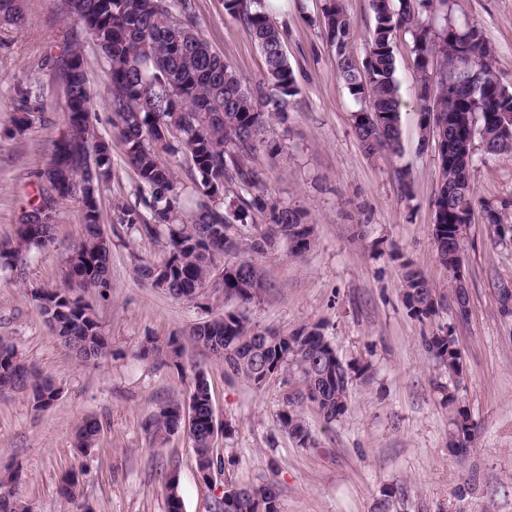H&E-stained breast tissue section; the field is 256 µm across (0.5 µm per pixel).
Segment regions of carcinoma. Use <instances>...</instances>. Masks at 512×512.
<instances>
[{
  "mask_svg": "<svg viewBox=\"0 0 512 512\" xmlns=\"http://www.w3.org/2000/svg\"><path fill=\"white\" fill-rule=\"evenodd\" d=\"M228 14L249 28L265 60L262 78L246 84L232 66L215 54L197 29L191 16V0H183L176 13L174 0H67L64 14L84 30L101 50L107 66V104L117 117L116 127L125 146L126 157L136 170L142 192L134 203L118 201L113 206V223L148 239H164L166 260L160 265L138 263L135 270L148 284L158 271L168 274L169 295L193 301L208 290L224 292V301L253 304L262 299L266 283L255 269L240 270L232 278L219 276L215 257L247 245L241 238H226L224 229L259 213L263 229L247 246L257 250L276 240L288 244L289 253L299 255L310 241H294L288 228L303 223L297 209L279 207L262 197L243 199L233 210H224V200L216 199L224 181L235 180L251 187L259 173L250 165L252 157L275 145L265 138L267 127L276 119L284 123L292 99L299 94L294 72L282 52L283 34L270 19L262 0H224ZM373 18L362 65L354 62L349 45L357 26L345 0H324V35L336 54V69L350 95L368 112L367 121L352 115L353 130L364 154L377 158L386 151L401 154L399 82L393 38L399 31L411 36L414 64L420 74L416 97L424 122L442 128L443 142L472 150L476 143L486 147L484 154L512 155L511 122L497 113L512 114V90L498 80L494 55L480 27L461 29L448 21V0H369ZM0 20L14 26L24 22L22 0H0ZM61 75L66 99V121L77 125V142L66 153L54 144L47 167L71 169L56 193L38 186L30 203L26 225L29 235L18 247L1 245L0 270L21 277L33 256L54 241L60 204L68 199L82 201L83 239L66 261V285L44 288L42 296L31 297L43 322L73 357L82 362L96 361L111 353L94 307L82 293L93 291L105 297L109 288L107 261L111 240L105 236L100 214L84 202L85 189L72 157H81L112 176V142L96 134L91 119L88 66L79 43L52 58ZM19 102L13 114L15 130L23 134L32 128L29 112H44L30 88L15 89ZM177 138L180 149L189 155L192 167V195L195 207L190 220L182 215L184 189L173 172L158 161V150L171 146ZM441 176L434 206L440 223L446 225L436 246L440 264L448 266V254L457 248L456 223L452 215L462 202L463 213L471 221L474 199L471 169L459 167L438 156ZM485 223L494 241L504 239L512 229L501 222L499 213L484 207ZM402 293L407 307L419 319L436 315L439 306L457 293L450 282L448 293L439 291L425 275L405 263L402 267ZM426 351L448 374L458 375L461 359L454 336L438 331L423 337ZM205 350L224 364V370L260 388L268 371L279 375L296 374L302 388L287 392L276 423L297 445L314 443L301 412L304 402L315 404L325 424L340 419L347 409L353 375L366 368L353 367L336 358V351L317 325L304 326L291 333L255 331L241 313L228 311L190 327L183 336L163 341L149 339L140 348L144 360L161 361L176 369L182 367L187 345ZM27 392L36 412L51 408L59 388L33 363L22 359L15 346L0 337V390ZM213 406L210 383L204 371L195 372L189 403L168 401L157 408L144 430L155 440H165L189 417V435L196 456L207 463L212 476L224 472L223 460L211 439ZM101 428L86 419L75 431L77 448H96ZM19 472H0V512H25L13 492ZM231 501H220L215 512H279L276 492L269 483H244L239 492L231 491Z\"/></svg>",
  "mask_w": 512,
  "mask_h": 512,
  "instance_id": "1",
  "label": "carcinoma"
}]
</instances>
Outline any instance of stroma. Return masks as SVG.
<instances>
[{"label":"stroma","mask_w":512,"mask_h":512,"mask_svg":"<svg viewBox=\"0 0 512 512\" xmlns=\"http://www.w3.org/2000/svg\"><path fill=\"white\" fill-rule=\"evenodd\" d=\"M197 28L212 50L231 63L244 82L261 77L264 58L248 27L227 14L224 0H191ZM323 0H275L270 16L283 33L284 49L300 93L284 125L270 127L274 154L259 152L255 189L225 184V203L251 194L300 209L312 228L301 256L278 241L257 253L231 252L217 265L252 263L268 284L259 303L244 308L252 327L292 332L319 326L343 362L367 366L354 378L347 412L325 425L311 405L302 415L316 445L300 448L276 424L286 391L296 377H277L256 388L229 378L199 348H188L176 370L138 356L146 339L185 332L227 310L222 294L194 302L173 299L140 281L136 260L161 263L162 242L126 232L112 221L114 200L136 201L138 177L120 142L112 144V182L100 199L101 222L111 239L106 298L89 295L111 345L95 363L73 359L37 315L25 286L63 284L70 249L82 237L80 201H65L57 215L56 242L38 255L25 279L0 272V336L36 363L61 389L56 404L35 412L26 392L0 391V467L19 471L17 499L26 512H166L161 471L176 468L185 512H214L225 481L273 482L280 512H512V317L502 316L496 291L512 284V244H494L487 224L475 217L462 248L470 297L467 318L452 306L419 320L404 303L402 266L411 264L447 287L437 260L434 200L440 184L438 148L422 145V112L414 96L419 74L412 42L397 32L393 50L403 99L401 155L368 159L355 138L357 105L337 74L335 54L322 33ZM61 0H24L26 23L0 24V241L15 227L35 192L65 126L64 85L49 63L71 27ZM458 27H481L494 50L500 81L512 86V0H454ZM84 51L95 93L94 128L111 138L114 114L104 101L105 64L92 40ZM32 84L48 117L17 133L12 116L15 88ZM409 168L403 189L398 172ZM475 207L494 206L512 224V158L486 156L472 171ZM363 235H356V228ZM450 328L463 363L462 378L448 376L426 353L422 339ZM204 368L221 432L217 446L224 475L206 484L196 472L192 440L180 428L165 442L152 441L145 422L157 406L188 402L194 372ZM455 393L473 425L467 454L448 446ZM103 430L97 448L78 453L73 431L86 417ZM78 476V501L61 498L66 474Z\"/></svg>","instance_id":"1"}]
</instances>
